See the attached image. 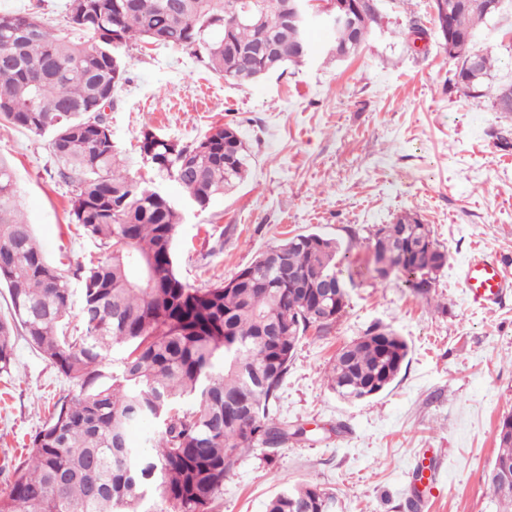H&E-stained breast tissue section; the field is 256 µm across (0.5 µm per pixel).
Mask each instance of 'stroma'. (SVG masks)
Returning <instances> with one entry per match:
<instances>
[{
    "label": "stroma",
    "instance_id": "35a3bbf8",
    "mask_svg": "<svg viewBox=\"0 0 512 512\" xmlns=\"http://www.w3.org/2000/svg\"><path fill=\"white\" fill-rule=\"evenodd\" d=\"M432 0H380L382 17L361 52L328 60V32L311 22L314 53L264 81L237 87L179 48L125 50L128 83L104 117L133 179L175 202L172 179L142 163L137 137L151 127L189 144L212 127L238 125L250 175L200 211L187 209L175 241L177 270L207 288L233 278L269 247L320 232L350 248L349 305L327 335H307L270 406L304 434L243 454L224 480L219 512H265L284 485L317 484L329 512H501L487 473L500 419L512 413V293L485 306L457 270L477 250L512 261V152L490 132L488 102L450 89L453 63L436 40L416 54L406 21L429 20ZM478 47L498 60L491 80L512 78V0L483 24ZM0 161L50 259L74 270L103 250L76 236L70 188L45 141L0 124ZM410 211L448 252L429 296L368 273L379 225ZM381 324L404 338L409 361L378 397L348 403L328 388L336 351ZM13 379L0 377V484L32 451L49 409L72 384L24 336Z\"/></svg>",
    "mask_w": 512,
    "mask_h": 512
}]
</instances>
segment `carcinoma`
I'll list each match as a JSON object with an SVG mask.
<instances>
[{
    "label": "carcinoma",
    "mask_w": 512,
    "mask_h": 512,
    "mask_svg": "<svg viewBox=\"0 0 512 512\" xmlns=\"http://www.w3.org/2000/svg\"><path fill=\"white\" fill-rule=\"evenodd\" d=\"M452 1L432 23L453 37H474L495 16L485 0ZM265 2L262 29L228 13L226 0H69L58 26L0 13V121L47 137L57 174L72 187L70 223L108 251L73 272L81 325L72 328L68 275L46 257L18 207L13 172L0 163V287L9 295L0 375L16 370L21 332L76 389L53 405L32 453L0 486V512H144L145 491L161 500V512H213L243 450L303 434L270 417V405L301 338L327 331L347 307L349 249L318 232L299 234L284 242L294 280L272 257L227 284L189 287L174 253L180 209L129 176L100 113L128 81L123 49L131 39L187 49L238 86L305 63L309 48H298L288 0ZM353 2L354 22L331 36V59L357 55L378 23V0ZM472 55L480 66L469 74ZM496 63L472 41L448 81L512 116V81L487 83ZM138 143L143 163L174 178L200 210L249 176L248 147L232 124L189 145L144 127ZM375 237L377 257L411 237L448 256L412 212L380 225ZM428 263L426 253L396 261L391 274L427 294L447 261ZM408 352L402 337L373 324L336 353L327 384L349 402L374 398L399 377ZM144 420L159 426L148 454L129 439ZM332 498L315 484L287 486L267 512H327Z\"/></svg>",
    "instance_id": "cac0c4a2"
}]
</instances>
